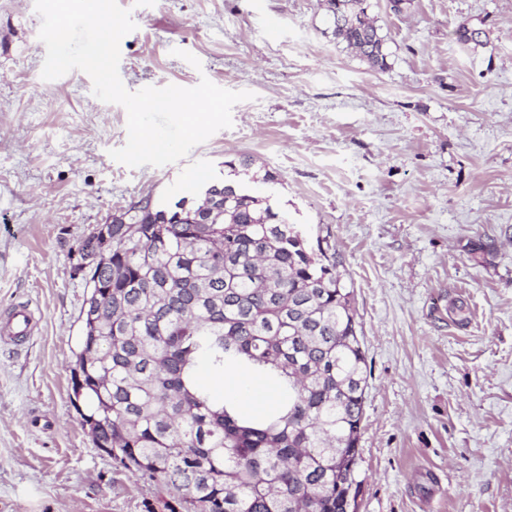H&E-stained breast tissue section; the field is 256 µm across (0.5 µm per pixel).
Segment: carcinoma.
Listing matches in <instances>:
<instances>
[{"label": "carcinoma", "instance_id": "obj_1", "mask_svg": "<svg viewBox=\"0 0 512 512\" xmlns=\"http://www.w3.org/2000/svg\"><path fill=\"white\" fill-rule=\"evenodd\" d=\"M336 39L388 67L365 0H324ZM463 46L487 31L467 21ZM201 196L140 201L112 215V244L79 249L90 288L72 368V403L96 447L174 491L169 512H354L367 360L353 291L269 198L230 176ZM224 208L195 223L215 197ZM255 375L277 409L249 417L203 376Z\"/></svg>", "mask_w": 512, "mask_h": 512}]
</instances>
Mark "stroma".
<instances>
[{"label": "stroma", "mask_w": 512, "mask_h": 512, "mask_svg": "<svg viewBox=\"0 0 512 512\" xmlns=\"http://www.w3.org/2000/svg\"><path fill=\"white\" fill-rule=\"evenodd\" d=\"M118 3L137 25L120 42L129 91L205 77L255 98L178 162L126 166L109 155L127 141L124 107L82 71L43 80L34 0H0V314L27 303L40 320L0 342V512H167L164 484L97 448L71 403L88 294L74 267L112 214L244 156L253 194L354 288L368 365L357 512H512V0H410L399 15L368 0L384 70L336 42L323 0ZM463 21L485 46L455 42Z\"/></svg>", "instance_id": "stroma-1"}]
</instances>
